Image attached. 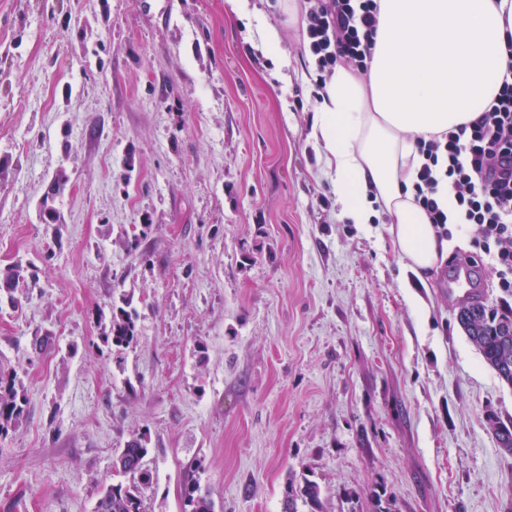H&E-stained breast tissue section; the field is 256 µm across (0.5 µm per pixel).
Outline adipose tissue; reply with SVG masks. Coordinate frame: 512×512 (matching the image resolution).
<instances>
[{
    "instance_id": "ef3b65f1",
    "label": "adipose tissue",
    "mask_w": 512,
    "mask_h": 512,
    "mask_svg": "<svg viewBox=\"0 0 512 512\" xmlns=\"http://www.w3.org/2000/svg\"><path fill=\"white\" fill-rule=\"evenodd\" d=\"M367 73L337 66L319 93L309 137L347 216L383 213L417 276L448 251L412 185L415 140L474 120L512 67V0H379Z\"/></svg>"
}]
</instances>
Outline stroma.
<instances>
[{
    "mask_svg": "<svg viewBox=\"0 0 512 512\" xmlns=\"http://www.w3.org/2000/svg\"><path fill=\"white\" fill-rule=\"evenodd\" d=\"M0 0V366L27 397L0 438V512H94L145 436L149 512H182L187 464L215 512H512L486 416L502 383L455 320L440 264L409 271L345 214L307 138L318 105L302 0ZM282 58L254 47L260 23ZM69 184L58 231L38 204ZM127 297L138 343L102 312ZM53 336L43 352L35 337ZM69 176L66 171L59 170L55 178L45 188L40 201V221L41 224H59L60 213L55 206L56 199L62 195L69 183ZM24 282V276L19 266L8 267L3 273L0 274V302L3 298L8 301L14 302L15 292L20 287V283ZM138 337L139 329L131 313L112 302L110 327L103 336L104 343L112 346V350L122 351L136 343ZM298 500L308 507L307 512H320L322 509L321 489L318 483L306 478L303 474L298 479L295 473L288 477L284 512H298Z\"/></svg>",
    "mask_w": 512,
    "mask_h": 512,
    "instance_id": "1",
    "label": "stroma"
}]
</instances>
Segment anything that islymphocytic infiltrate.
I'll list each match as a JSON object with an SVG mask.
<instances>
[{"instance_id": "obj_1", "label": "lymphocytic infiltrate", "mask_w": 512, "mask_h": 512, "mask_svg": "<svg viewBox=\"0 0 512 512\" xmlns=\"http://www.w3.org/2000/svg\"><path fill=\"white\" fill-rule=\"evenodd\" d=\"M377 0H305L308 49L319 72L337 64L367 73L375 46ZM423 158L415 200L429 215L439 238L469 230L474 255L485 257L500 290L512 295V82H503L494 102L470 123L429 139L418 138ZM452 195L456 218L440 203Z\"/></svg>"}]
</instances>
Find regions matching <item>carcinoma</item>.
Listing matches in <instances>:
<instances>
[{
	"mask_svg": "<svg viewBox=\"0 0 512 512\" xmlns=\"http://www.w3.org/2000/svg\"><path fill=\"white\" fill-rule=\"evenodd\" d=\"M69 183L66 171L59 170L45 188L40 201V221L43 224L60 223V213L55 206ZM24 282L22 270L11 266L0 274V300L12 302L15 292ZM122 305H111L109 331L103 336L104 343L117 351L129 348L137 342L139 329L131 313ZM457 321L469 341L477 348L484 362L494 370L498 378L512 387V309L492 307L481 299L462 305ZM26 397L17 387V373L0 367V437L15 430L25 414ZM490 427L499 448L512 455V419L500 420L489 415ZM148 453L145 439L134 436L129 439L116 459V468L129 477L127 483L114 484L98 498L95 512H147L143 491L152 484L149 471L143 469V459ZM201 468V462H192L181 488L183 512H215V503L210 494L201 492L193 472ZM308 507L307 512H321V489L317 482L291 474L285 490L284 512H298L297 502Z\"/></svg>",
	"mask_w": 512,
	"mask_h": 512,
	"instance_id": "cac0c4a2",
	"label": "carcinoma"
}]
</instances>
